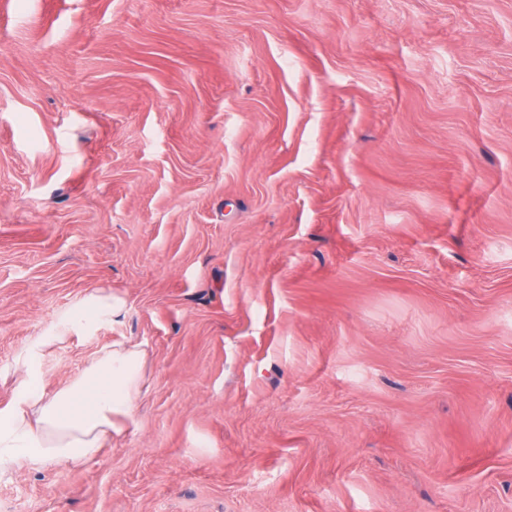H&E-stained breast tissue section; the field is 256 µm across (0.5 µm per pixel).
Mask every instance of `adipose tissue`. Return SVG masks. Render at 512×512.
Here are the masks:
<instances>
[{"label": "adipose tissue", "mask_w": 512, "mask_h": 512, "mask_svg": "<svg viewBox=\"0 0 512 512\" xmlns=\"http://www.w3.org/2000/svg\"><path fill=\"white\" fill-rule=\"evenodd\" d=\"M124 299L111 289L90 291L70 316V331L117 319ZM146 352L138 345L113 343L61 390L46 393L25 374L12 402L0 410V460L37 465L95 459L105 444L135 422L146 386Z\"/></svg>", "instance_id": "ef3b65f1"}]
</instances>
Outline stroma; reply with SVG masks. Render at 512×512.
Listing matches in <instances>:
<instances>
[{
	"instance_id": "1",
	"label": "stroma",
	"mask_w": 512,
	"mask_h": 512,
	"mask_svg": "<svg viewBox=\"0 0 512 512\" xmlns=\"http://www.w3.org/2000/svg\"><path fill=\"white\" fill-rule=\"evenodd\" d=\"M147 352L20 512H512V0H6L0 409ZM125 308L124 299L111 288L99 287L90 291L68 319L70 332L86 330L96 323L120 317Z\"/></svg>"
}]
</instances>
